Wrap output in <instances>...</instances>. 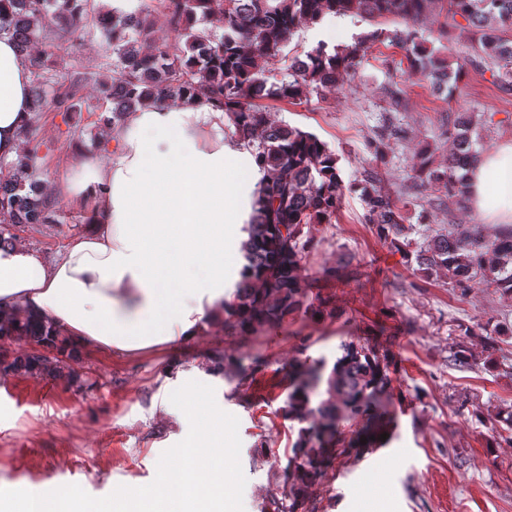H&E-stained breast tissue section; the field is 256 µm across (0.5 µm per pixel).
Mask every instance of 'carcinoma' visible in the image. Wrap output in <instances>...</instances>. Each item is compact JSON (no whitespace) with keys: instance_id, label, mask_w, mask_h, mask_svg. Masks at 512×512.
<instances>
[{"instance_id":"carcinoma-1","label":"carcinoma","mask_w":512,"mask_h":512,"mask_svg":"<svg viewBox=\"0 0 512 512\" xmlns=\"http://www.w3.org/2000/svg\"><path fill=\"white\" fill-rule=\"evenodd\" d=\"M174 37L158 41L149 0H138L129 11H103L95 0H0V34L9 36L24 55L47 28L67 35V42L81 45L87 29H100L101 41L112 50L111 75L99 82L101 100L114 124L141 106L185 98H201L228 114V139L249 148L262 163L264 177L253 203L247 239L242 243L245 264L232 298L224 300V323L241 335L280 327L308 314L334 315L315 291L321 281L338 277L334 267L322 278L308 279L303 270L312 243L311 228L329 224L340 210L345 193L359 195L365 222L379 239L400 252L404 263L417 266L428 279H448L453 288H488L512 297V227L493 235L479 224H432L428 212L408 223V202L394 198L382 187V176L365 169L344 182L338 157L315 134L278 124L259 104L262 99L309 100L338 88L355 76L356 61L368 46L360 41L343 49L320 43L301 54L285 50L298 29L312 26L327 15H361L372 19L394 17L400 26L386 32L390 44L404 51L412 76L428 78L438 90L455 91L462 75L452 70L425 45L416 24L431 11L435 0H157ZM448 18L461 17L474 37L471 62H489L499 68L503 89L512 86V39L502 30L512 26V0H446ZM80 86L70 84L49 91L36 77L29 87L31 116L21 136L45 112L70 102L82 104ZM375 135L365 147L384 161L389 141L402 129L393 112L401 97L392 91ZM471 120L448 118L452 150L448 165L433 166L429 149L416 151L411 171L420 186L439 201L464 209L469 201L467 176L477 160ZM27 154L6 163L0 160V223L48 224L55 221L53 203L29 175ZM494 336L507 328L478 324L463 329ZM0 336L23 340L44 349L13 358L0 355V373L52 375L61 360L46 351L63 353L68 340L32 315L0 321ZM331 369L325 360L288 363V395L283 414L302 424L288 460V502L278 512H298L304 505L308 484L327 475V468L342 442L340 423L356 426L354 444L372 447L389 431L385 406L392 378L388 355L354 342L341 345ZM213 367L224 375L247 378L234 369L232 358L217 354Z\"/></svg>"}]
</instances>
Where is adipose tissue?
<instances>
[{
    "instance_id": "1",
    "label": "adipose tissue",
    "mask_w": 512,
    "mask_h": 512,
    "mask_svg": "<svg viewBox=\"0 0 512 512\" xmlns=\"http://www.w3.org/2000/svg\"><path fill=\"white\" fill-rule=\"evenodd\" d=\"M29 83L27 60L0 36V158L20 149ZM227 121L203 100L165 101L108 125L99 157L75 153L78 177L44 187L89 224L53 257L23 242L0 249V313L120 355L200 335L221 312L225 267L244 264L235 239L263 176L249 149L225 141ZM468 181L485 223L512 226V139Z\"/></svg>"
}]
</instances>
